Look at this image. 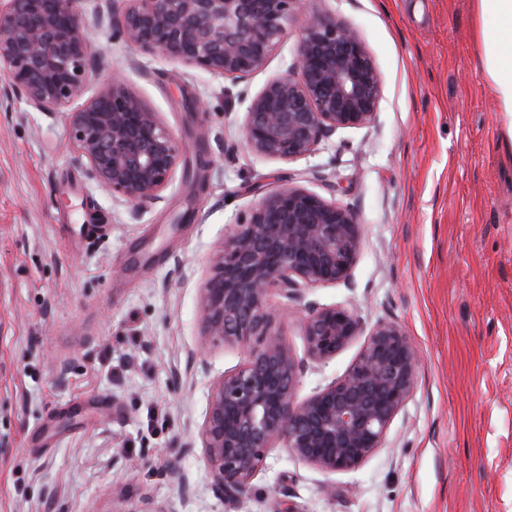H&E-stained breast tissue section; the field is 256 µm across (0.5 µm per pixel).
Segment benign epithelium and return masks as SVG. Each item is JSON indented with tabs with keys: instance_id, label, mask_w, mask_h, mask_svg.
I'll list each match as a JSON object with an SVG mask.
<instances>
[{
	"instance_id": "obj_1",
	"label": "benign epithelium",
	"mask_w": 512,
	"mask_h": 512,
	"mask_svg": "<svg viewBox=\"0 0 512 512\" xmlns=\"http://www.w3.org/2000/svg\"><path fill=\"white\" fill-rule=\"evenodd\" d=\"M113 35L234 83L262 69L297 0H125ZM77 0H0V78L37 112H59L91 80L90 41ZM383 79L358 35L317 9L297 63L248 100L243 124L255 154L294 161L336 130L375 121ZM69 139L89 179L140 214L163 199L185 146L115 75L68 113ZM361 248L353 211L301 187L261 198L225 235L200 288L204 344L250 349L213 385L201 429L215 489L238 505L269 451L289 449L327 473L352 471L383 447L410 397L417 356L403 328L381 321L338 380L299 401L302 365L273 332L272 290L300 301L312 286L347 283ZM306 355L325 362L362 333L343 306H306Z\"/></svg>"
}]
</instances>
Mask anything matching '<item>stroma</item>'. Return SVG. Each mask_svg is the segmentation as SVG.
I'll use <instances>...</instances> for the list:
<instances>
[{"label": "stroma", "instance_id": "1", "mask_svg": "<svg viewBox=\"0 0 512 512\" xmlns=\"http://www.w3.org/2000/svg\"><path fill=\"white\" fill-rule=\"evenodd\" d=\"M298 0L264 67L240 83L89 33L94 80L125 76L185 144L160 202L133 215L96 187L68 113L0 80V512H512V147L481 68L474 0H322L383 77L375 122L291 162L251 152L248 97L297 58ZM208 168H200V160ZM300 186L348 206L350 285L307 300L393 321L418 357L386 444L327 473L273 449L243 503L212 487L197 441L213 383L246 347H202L199 288L225 231L262 192ZM274 331L305 363V399L350 368L358 336L305 358L303 304Z\"/></svg>", "mask_w": 512, "mask_h": 512}]
</instances>
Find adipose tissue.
<instances>
[{"instance_id":"ef3b65f1","label":"adipose tissue","mask_w":512,"mask_h":512,"mask_svg":"<svg viewBox=\"0 0 512 512\" xmlns=\"http://www.w3.org/2000/svg\"><path fill=\"white\" fill-rule=\"evenodd\" d=\"M481 25L483 68L499 102V121L512 142V0H474Z\"/></svg>"}]
</instances>
